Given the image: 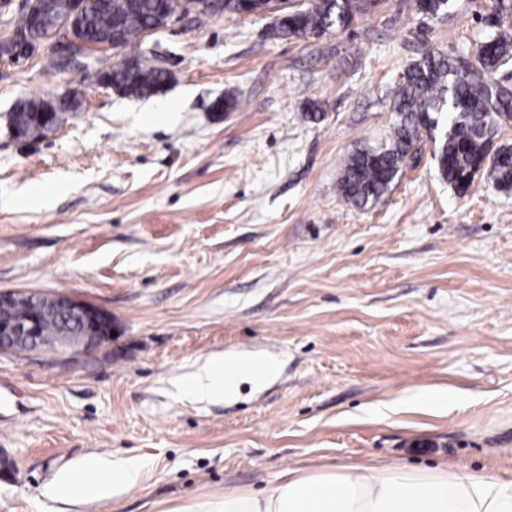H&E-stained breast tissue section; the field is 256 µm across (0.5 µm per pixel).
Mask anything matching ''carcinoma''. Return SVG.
Here are the masks:
<instances>
[{
	"mask_svg": "<svg viewBox=\"0 0 512 512\" xmlns=\"http://www.w3.org/2000/svg\"><path fill=\"white\" fill-rule=\"evenodd\" d=\"M181 0H85L86 39L105 50L135 44L151 27L175 14ZM287 0H200L195 20L226 14L253 15ZM450 0H416L426 18L448 10ZM366 8V0H315L307 8L281 9L273 32L282 37L319 38L329 30L345 29ZM134 66L111 69L113 90L125 96L147 97L164 83L167 73L149 58L133 55ZM512 62V36L500 31L487 35L473 53L451 54L429 50L404 71L388 93L396 121L385 142L361 147L348 158L338 192L349 205L364 209L388 191L403 168L421 154V143L434 141L432 157L441 177L459 190L468 189L477 174L497 188L512 191V144L491 147L486 134L512 128V91L496 84L494 74ZM43 100H24L12 121L23 138H40L41 124L33 115ZM22 322L39 319L40 336L53 349L76 327L63 321L53 308L19 301L0 307V317Z\"/></svg>",
	"mask_w": 512,
	"mask_h": 512,
	"instance_id": "1",
	"label": "carcinoma"
}]
</instances>
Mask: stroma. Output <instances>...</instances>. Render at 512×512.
Returning a JSON list of instances; mask_svg holds the SVG:
<instances>
[{
	"label": "stroma",
	"mask_w": 512,
	"mask_h": 512,
	"mask_svg": "<svg viewBox=\"0 0 512 512\" xmlns=\"http://www.w3.org/2000/svg\"><path fill=\"white\" fill-rule=\"evenodd\" d=\"M492 9L453 0L430 19L377 0L348 28L290 39L274 11L186 19L82 70L45 47L0 58V290L89 301L116 332L64 361L0 353V512H176L371 460L512 480V191L481 174L457 191L429 141L374 206L337 189L393 123L384 96L405 69L472 47ZM137 52L169 74L152 95L91 80ZM72 90L81 103L54 131L9 136L17 102ZM225 98L236 107L216 111ZM57 183L67 192L30 200ZM215 354L278 371L183 396ZM426 390L447 402L419 406ZM89 454L142 459L140 484L82 504L53 493Z\"/></svg>",
	"instance_id": "stroma-1"
}]
</instances>
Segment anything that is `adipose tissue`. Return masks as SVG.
<instances>
[{"label": "adipose tissue", "mask_w": 512, "mask_h": 512, "mask_svg": "<svg viewBox=\"0 0 512 512\" xmlns=\"http://www.w3.org/2000/svg\"><path fill=\"white\" fill-rule=\"evenodd\" d=\"M275 369L235 358L209 359L186 375L181 386L200 400L223 398L240 375L262 379ZM138 459L85 457L77 471L59 474L55 490L76 498H117L138 484ZM177 512H512V481L487 471L448 466L411 468L398 462L291 469L263 491L238 489L197 499Z\"/></svg>", "instance_id": "obj_1"}]
</instances>
